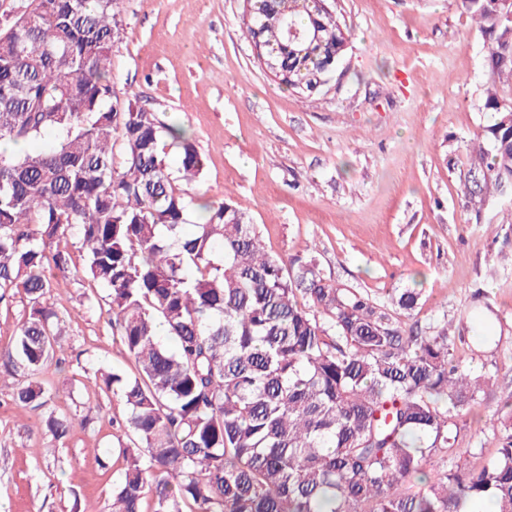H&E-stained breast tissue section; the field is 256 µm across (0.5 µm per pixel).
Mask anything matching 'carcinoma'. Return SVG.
<instances>
[{"label":"carcinoma","mask_w":512,"mask_h":512,"mask_svg":"<svg viewBox=\"0 0 512 512\" xmlns=\"http://www.w3.org/2000/svg\"><path fill=\"white\" fill-rule=\"evenodd\" d=\"M116 4L12 0L23 11L0 30V142L50 138L0 152V299L25 301L0 369L30 377L15 405L57 439L73 427L35 375L59 362L64 336L48 296L77 284L135 368L99 372L125 410L112 512L146 501L151 512H470L485 497L512 512V394L496 454L471 465L459 422L489 381L455 356L447 320L408 328L315 255L266 253L230 203L187 228L194 201L180 182L204 159L183 127L114 92ZM248 5L275 81L319 91L347 49L328 0ZM459 5L487 40L490 121L465 184L480 210L512 190V101L497 91L512 83V0ZM418 300L413 288L391 295L408 314ZM437 456L458 462L422 478Z\"/></svg>","instance_id":"obj_1"}]
</instances>
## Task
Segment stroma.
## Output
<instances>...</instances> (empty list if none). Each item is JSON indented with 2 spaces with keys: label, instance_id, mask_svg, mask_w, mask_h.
<instances>
[{
  "label": "stroma",
  "instance_id": "obj_1",
  "mask_svg": "<svg viewBox=\"0 0 512 512\" xmlns=\"http://www.w3.org/2000/svg\"><path fill=\"white\" fill-rule=\"evenodd\" d=\"M345 59L318 93L279 86L243 24L246 0H119L122 39L112 80L180 122L205 160L182 188L198 204L232 203L258 224L271 254L315 253L336 282L387 304L419 292L407 324L453 321L456 354L489 377L477 421L459 445L474 463L496 450L501 401L512 393V191L474 214L465 195L469 143L490 116L485 42L458 0H334ZM51 301L65 320L61 364L41 382L71 393L79 420L65 441L12 401L0 375V512H111L120 479L112 448L122 405L93 370L130 368L106 319L78 287ZM88 425H81V418Z\"/></svg>",
  "mask_w": 512,
  "mask_h": 512
}]
</instances>
